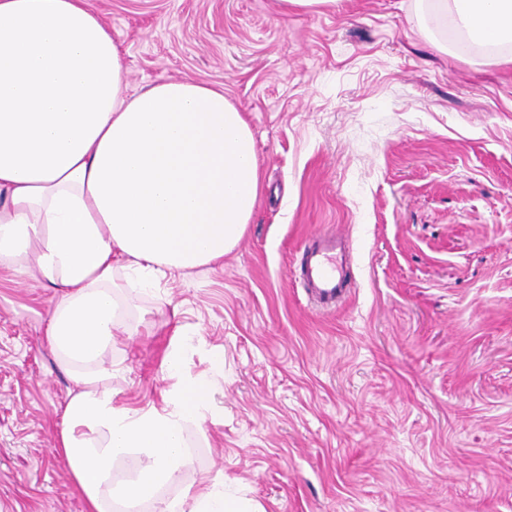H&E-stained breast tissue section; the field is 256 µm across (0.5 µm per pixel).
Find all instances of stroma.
Wrapping results in <instances>:
<instances>
[{"label":"stroma","instance_id":"35a3bbf8","mask_svg":"<svg viewBox=\"0 0 512 512\" xmlns=\"http://www.w3.org/2000/svg\"><path fill=\"white\" fill-rule=\"evenodd\" d=\"M128 89H224L255 140L252 218L223 260L116 273L114 403L158 402L166 356L209 375L176 512L217 479L265 512H512V64L416 0H86ZM344 233L336 307L298 247ZM60 291L0 256V512H85L58 446L77 386L46 339ZM220 369H213L214 357Z\"/></svg>","mask_w":512,"mask_h":512}]
</instances>
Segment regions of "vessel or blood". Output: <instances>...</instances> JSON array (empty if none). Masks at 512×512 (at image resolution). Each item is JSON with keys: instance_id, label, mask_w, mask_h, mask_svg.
I'll return each mask as SVG.
<instances>
[{"instance_id": "b4317fda", "label": "vessel or blood", "mask_w": 512, "mask_h": 512, "mask_svg": "<svg viewBox=\"0 0 512 512\" xmlns=\"http://www.w3.org/2000/svg\"><path fill=\"white\" fill-rule=\"evenodd\" d=\"M303 285L319 302L335 304L341 298L349 260L346 238L338 232L316 235L301 248Z\"/></svg>"}]
</instances>
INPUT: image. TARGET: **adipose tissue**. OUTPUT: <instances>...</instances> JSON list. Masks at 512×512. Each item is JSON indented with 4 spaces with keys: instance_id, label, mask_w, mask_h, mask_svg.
<instances>
[{
    "instance_id": "ef3b65f1",
    "label": "adipose tissue",
    "mask_w": 512,
    "mask_h": 512,
    "mask_svg": "<svg viewBox=\"0 0 512 512\" xmlns=\"http://www.w3.org/2000/svg\"><path fill=\"white\" fill-rule=\"evenodd\" d=\"M423 2L480 44L512 45V0ZM258 194L252 132L221 87L168 81L129 93L111 33L82 0H0V255L34 256L62 290L47 340L79 368L60 446L89 512H112L101 489L131 452L119 495L157 501L183 463L186 425L212 396L178 349L164 363L175 383L161 407L118 406L98 388L120 370L102 359L120 327L116 270L160 277L220 260ZM192 512L261 510L215 482Z\"/></svg>"
}]
</instances>
